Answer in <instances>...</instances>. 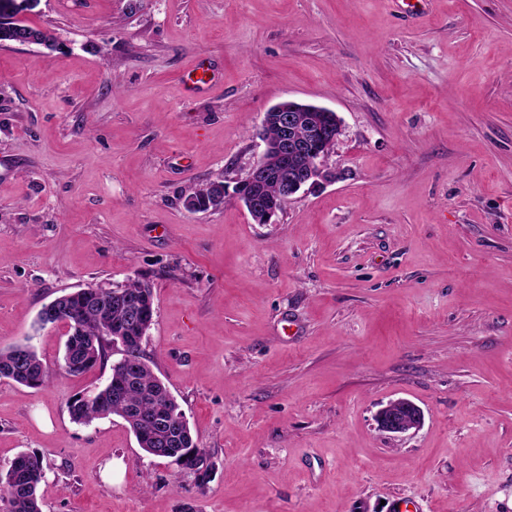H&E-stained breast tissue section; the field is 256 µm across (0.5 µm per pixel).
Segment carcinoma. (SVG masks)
Here are the masks:
<instances>
[{
  "label": "carcinoma",
  "mask_w": 512,
  "mask_h": 512,
  "mask_svg": "<svg viewBox=\"0 0 512 512\" xmlns=\"http://www.w3.org/2000/svg\"><path fill=\"white\" fill-rule=\"evenodd\" d=\"M224 193V180L214 179L195 186L185 201L197 212L213 208ZM241 195H252L274 205L282 195L278 180L245 183ZM154 299L148 283L134 279L117 289L80 288L57 302L55 320L67 328L64 343V371L79 376L106 358L107 349L121 344L122 357L112 363L107 383L96 390L73 396L67 409L76 423L118 416L147 454L164 457L180 471L195 475L200 483L208 479L212 464L205 449L198 446L190 427L173 434L152 418L158 411L180 409L166 385L154 374L141 355V343L153 324ZM52 377L47 365L28 342L0 349V378L29 388L46 386ZM45 478L42 458L20 453L4 471L0 470V501L7 512H42L39 487Z\"/></svg>",
  "instance_id": "1"
}]
</instances>
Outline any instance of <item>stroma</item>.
<instances>
[{"label": "stroma", "instance_id": "obj_1", "mask_svg": "<svg viewBox=\"0 0 512 512\" xmlns=\"http://www.w3.org/2000/svg\"><path fill=\"white\" fill-rule=\"evenodd\" d=\"M51 46L0 45V469L44 458L43 512H512V0H32ZM208 61L215 79L186 75ZM284 100L337 113L328 168L274 223L233 195ZM153 289L141 346L214 467L147 455L66 403L41 308L95 284ZM423 427L393 439L382 404ZM224 193V180L214 179L189 190L185 201L194 207V211H209L214 206L215 198ZM52 377L47 365L29 342L0 349V378L29 388L46 386ZM377 427L390 437H403L410 432H416L424 424L423 410L406 398L389 401L376 414Z\"/></svg>", "mask_w": 512, "mask_h": 512}]
</instances>
